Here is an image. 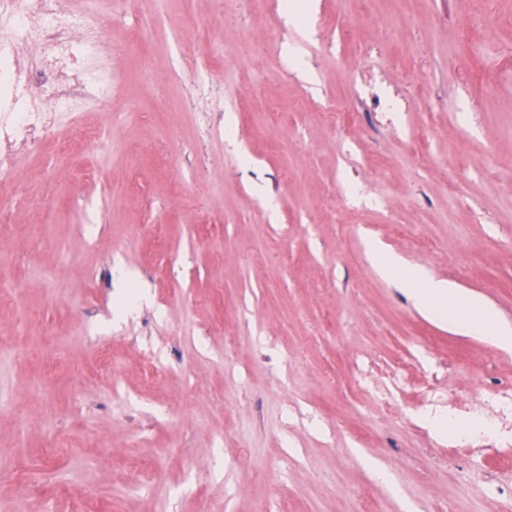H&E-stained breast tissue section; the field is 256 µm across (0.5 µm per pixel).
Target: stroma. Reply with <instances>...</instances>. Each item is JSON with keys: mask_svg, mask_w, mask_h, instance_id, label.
<instances>
[{"mask_svg": "<svg viewBox=\"0 0 512 512\" xmlns=\"http://www.w3.org/2000/svg\"><path fill=\"white\" fill-rule=\"evenodd\" d=\"M284 2L103 0L70 163L0 145V512H512V447L432 425L512 393V348L368 251L512 323V0L492 34L470 0ZM370 251L383 274L402 287L418 309L446 317L450 327L465 334L489 336L497 346L511 349L512 325L503 321L494 309L475 305L460 296L452 283L429 281L419 273L404 269L396 257L386 254L377 244H372ZM445 302H452V306L443 308Z\"/></svg>", "mask_w": 512, "mask_h": 512, "instance_id": "stroma-1", "label": "stroma"}]
</instances>
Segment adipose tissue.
<instances>
[{
    "instance_id": "ef3b65f1",
    "label": "adipose tissue",
    "mask_w": 512,
    "mask_h": 512,
    "mask_svg": "<svg viewBox=\"0 0 512 512\" xmlns=\"http://www.w3.org/2000/svg\"><path fill=\"white\" fill-rule=\"evenodd\" d=\"M370 251L383 274L402 287L418 309L446 317L450 327L463 333L490 337L505 349L512 347V324L503 321L494 309L460 296L452 283L429 281L404 269L396 257L386 254L379 245H371Z\"/></svg>"
}]
</instances>
